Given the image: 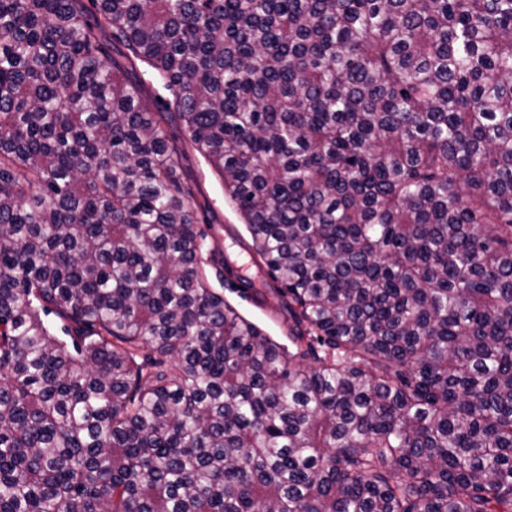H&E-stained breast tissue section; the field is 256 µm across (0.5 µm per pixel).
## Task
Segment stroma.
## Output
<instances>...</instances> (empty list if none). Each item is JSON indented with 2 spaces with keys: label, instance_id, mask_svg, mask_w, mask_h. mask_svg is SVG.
I'll list each match as a JSON object with an SVG mask.
<instances>
[{
  "label": "stroma",
  "instance_id": "obj_1",
  "mask_svg": "<svg viewBox=\"0 0 512 512\" xmlns=\"http://www.w3.org/2000/svg\"><path fill=\"white\" fill-rule=\"evenodd\" d=\"M182 171L199 187L204 254L209 258L210 285L244 318L255 323L284 349H291L288 314L274 297H262L254 289L241 288L242 280L256 278L257 269L247 251L250 235L234 204L224 193L222 179L197 151L186 149Z\"/></svg>",
  "mask_w": 512,
  "mask_h": 512
}]
</instances>
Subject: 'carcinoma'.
Instances as JSON below:
<instances>
[{
    "label": "carcinoma",
    "mask_w": 512,
    "mask_h": 512,
    "mask_svg": "<svg viewBox=\"0 0 512 512\" xmlns=\"http://www.w3.org/2000/svg\"><path fill=\"white\" fill-rule=\"evenodd\" d=\"M0 512H512V0H0ZM140 78L143 80L142 96L148 100L159 98H171L168 91L163 87V83L156 78L151 69L143 63L137 65ZM184 177L199 187L198 227L205 232L204 256L210 258L207 269L210 285L224 295V301L232 305L244 318L255 323L273 341L286 351L293 350L288 325V313L279 307L271 295L265 298L255 293L254 288H240V280L255 279L258 286L257 269L247 251L251 243L245 221L234 204L224 194L222 179L207 160L189 145L181 161ZM224 253H230L234 262L231 271L221 263ZM240 276V277H239Z\"/></svg>",
    "instance_id": "obj_1"
}]
</instances>
